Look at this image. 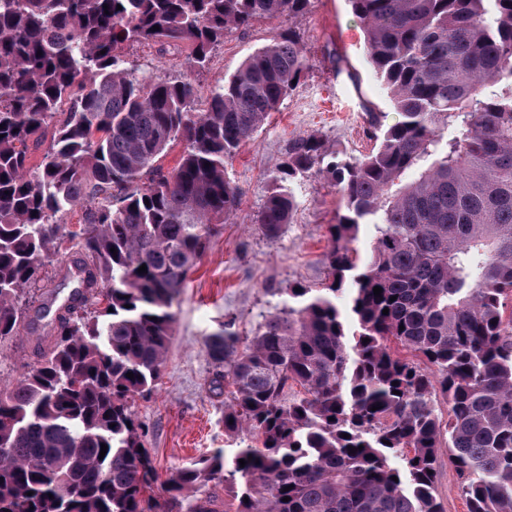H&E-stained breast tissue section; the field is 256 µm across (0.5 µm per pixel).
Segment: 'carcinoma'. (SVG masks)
I'll list each match as a JSON object with an SVG mask.
<instances>
[{
    "label": "carcinoma",
    "mask_w": 512,
    "mask_h": 512,
    "mask_svg": "<svg viewBox=\"0 0 512 512\" xmlns=\"http://www.w3.org/2000/svg\"><path fill=\"white\" fill-rule=\"evenodd\" d=\"M310 2L0 0V342L21 334L51 258L79 255L53 344L0 387V512H219L216 481L234 512H445L444 441L467 512H512V0H348L398 120L372 113L361 157L300 138L272 172L256 218L271 236L291 223L293 179L313 171L341 194L331 280L288 289L247 342L230 321L206 337L237 448L150 491L131 402L156 386L189 271L237 217L229 161L308 60L290 30L200 110L194 80L139 76L123 46L184 50L201 70L229 31Z\"/></svg>",
    "instance_id": "1"
}]
</instances>
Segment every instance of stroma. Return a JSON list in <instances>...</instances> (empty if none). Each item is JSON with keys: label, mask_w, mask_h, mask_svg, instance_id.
<instances>
[{"label": "stroma", "mask_w": 512, "mask_h": 512, "mask_svg": "<svg viewBox=\"0 0 512 512\" xmlns=\"http://www.w3.org/2000/svg\"><path fill=\"white\" fill-rule=\"evenodd\" d=\"M291 27L301 38L310 68L228 164L227 175L240 190L238 215L218 226L173 307L175 335L156 390L132 403L162 481L227 444L224 397L209 389L216 369L203 350L205 337L230 320L241 338H249L265 315L283 307L289 289L321 288L329 280L327 227L340 212L334 183L314 173L296 178L290 185L297 204L292 222L270 238L255 218L274 188L272 170L296 139L307 136L319 137L331 150L361 156L372 147L365 134L369 113H385L389 124L397 114L369 61L361 23L348 0H311L308 12L297 20H261L248 30L229 31L199 73L176 51L163 56L156 47L139 44L123 49L128 67L137 72L161 80L190 76L208 90ZM73 286L68 262L56 260L46 267L27 296L25 330L0 343V381L19 380L36 366V340L50 335L51 320ZM437 459L436 490L446 512H467L447 448H438Z\"/></svg>", "instance_id": "stroma-1"}]
</instances>
